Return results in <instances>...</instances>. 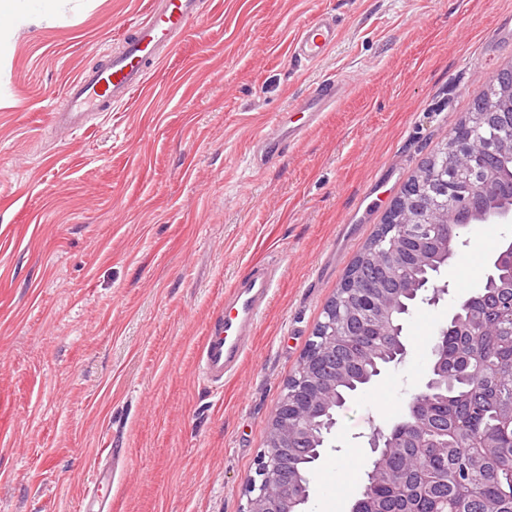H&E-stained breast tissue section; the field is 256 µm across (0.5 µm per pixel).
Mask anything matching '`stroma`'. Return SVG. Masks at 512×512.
<instances>
[{
  "instance_id": "stroma-1",
  "label": "stroma",
  "mask_w": 512,
  "mask_h": 512,
  "mask_svg": "<svg viewBox=\"0 0 512 512\" xmlns=\"http://www.w3.org/2000/svg\"><path fill=\"white\" fill-rule=\"evenodd\" d=\"M147 0H68L0 57V512H78L108 444L128 467L113 512H246L273 414L345 272L392 200L512 68V0H201L202 17L116 112L71 135L52 114ZM323 11L313 67L289 52ZM339 103L276 161L251 138L319 75ZM408 352L336 417L304 512H350L388 429L429 373L434 336L481 286L512 224L468 227ZM279 269L239 372L212 392L205 330L250 265ZM338 33L334 17L323 12L296 32L291 42V53L308 66L317 65L336 43Z\"/></svg>"
}]
</instances>
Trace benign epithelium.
Masks as SVG:
<instances>
[{"mask_svg":"<svg viewBox=\"0 0 512 512\" xmlns=\"http://www.w3.org/2000/svg\"><path fill=\"white\" fill-rule=\"evenodd\" d=\"M498 114L507 121L499 123L502 133L494 137L474 136L473 124L454 128L440 146L448 156V168H424L416 183L404 188L388 208L384 219L388 246L379 264V284L370 300L376 312L370 326L377 332H382L390 320L391 287H415L406 277L411 267L440 256L450 261L456 257L457 249L450 245L451 225L512 223L511 97L503 101ZM364 286L365 281L357 279L350 269L340 284V298L345 301ZM326 363V352L314 345L300 364L299 370L310 376L305 394L311 400L335 386L331 378L334 369ZM292 398V392L284 393L271 420L267 445L277 452L273 456L262 454L263 477L250 480L247 512H289L308 500L306 492L288 502V449L310 430L309 418L293 411ZM403 432L399 424L387 432L373 428L368 444L374 457L380 458L395 447Z\"/></svg>","mask_w":512,"mask_h":512,"instance_id":"benign-epithelium-1","label":"benign epithelium"}]
</instances>
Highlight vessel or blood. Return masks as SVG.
Returning <instances> with one entry per match:
<instances>
[{
	"label": "vessel or blood",
	"instance_id": "1",
	"mask_svg": "<svg viewBox=\"0 0 512 512\" xmlns=\"http://www.w3.org/2000/svg\"><path fill=\"white\" fill-rule=\"evenodd\" d=\"M200 0H149L124 39L119 51H104V64L96 70L80 71L67 85L68 105L55 115L59 128L77 132L86 125L88 106L114 112L144 91L151 71L176 47L179 35L200 17ZM338 37L336 21L322 13L302 26L291 42V53L300 62L314 66L322 62ZM344 84L334 74L316 79L310 90L298 96L289 109L270 121L266 130L253 136L251 156L261 167L300 141L340 99ZM275 274L269 267L252 265L224 293V311L208 329L200 347L201 375L213 385H223L235 374L249 351L248 338L269 306ZM125 451L110 449L94 468L82 497V512H112V490L124 473Z\"/></svg>",
	"mask_w": 512,
	"mask_h": 512
}]
</instances>
